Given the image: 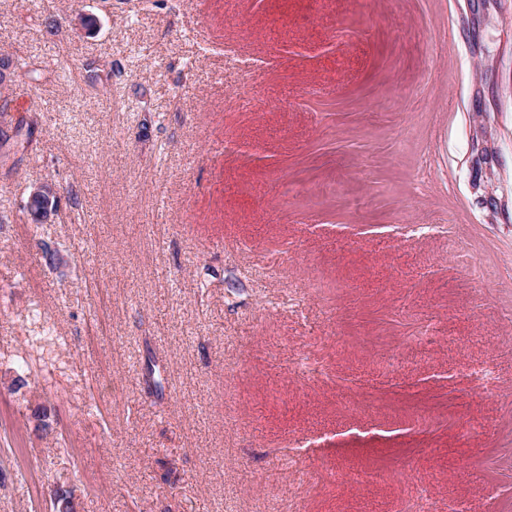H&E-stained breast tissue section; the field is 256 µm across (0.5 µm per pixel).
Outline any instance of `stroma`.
<instances>
[{"label": "stroma", "instance_id": "1", "mask_svg": "<svg viewBox=\"0 0 512 512\" xmlns=\"http://www.w3.org/2000/svg\"><path fill=\"white\" fill-rule=\"evenodd\" d=\"M0 55V512H512V0H0ZM14 130L16 131L15 137H10L6 132L1 131L0 152L2 148L5 147V145L9 149L15 147L25 149L32 142L33 128L31 124H28L26 122H18L17 125L14 127ZM58 203V189L52 182H42L33 185L26 203L31 217L44 221L56 210Z\"/></svg>", "mask_w": 512, "mask_h": 512}]
</instances>
